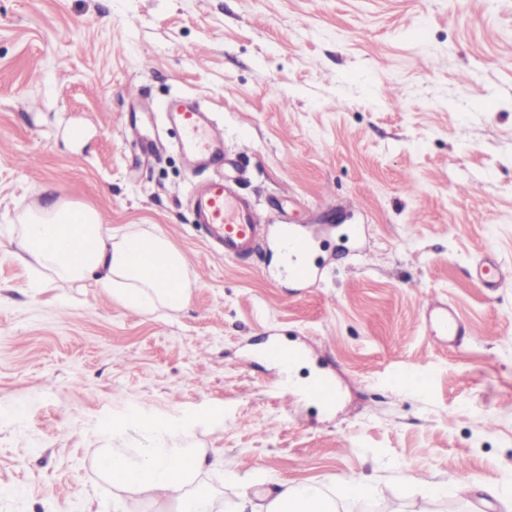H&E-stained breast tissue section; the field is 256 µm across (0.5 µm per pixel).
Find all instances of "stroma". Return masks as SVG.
<instances>
[{
  "mask_svg": "<svg viewBox=\"0 0 512 512\" xmlns=\"http://www.w3.org/2000/svg\"><path fill=\"white\" fill-rule=\"evenodd\" d=\"M135 91L212 111L260 215L320 231L319 284L277 276L269 245L210 249ZM58 200L166 237L188 306L38 282L3 228ZM487 257L512 272V0H0V512H112L98 451L153 444L111 432L132 408L192 423L223 498L356 475L374 493L354 512H505L456 490L512 486V280L482 288ZM429 296L476 337L430 336ZM273 341L301 351L298 380ZM404 371L427 388H393ZM317 375L334 408L303 394Z\"/></svg>",
  "mask_w": 512,
  "mask_h": 512,
  "instance_id": "stroma-1",
  "label": "stroma"
}]
</instances>
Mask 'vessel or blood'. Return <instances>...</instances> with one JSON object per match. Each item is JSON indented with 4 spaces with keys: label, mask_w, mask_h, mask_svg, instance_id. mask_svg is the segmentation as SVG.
<instances>
[{
    "label": "vessel or blood",
    "mask_w": 512,
    "mask_h": 512,
    "mask_svg": "<svg viewBox=\"0 0 512 512\" xmlns=\"http://www.w3.org/2000/svg\"><path fill=\"white\" fill-rule=\"evenodd\" d=\"M161 109L179 134V150L189 169H211L210 177L194 183L190 203L197 223L205 225L216 251L228 259L257 251L270 227L259 223L251 202L241 196L224 177L221 168L226 154L224 136L201 104L185 95H175ZM277 243L288 252V275L300 282L310 281L314 272L304 257L312 247L309 238L288 232L279 225ZM475 278L482 287L494 290L505 282L502 266L495 260L480 262ZM424 323L430 335L452 345L473 335L471 324L462 321L447 303L430 297L424 303Z\"/></svg>",
    "instance_id": "obj_1"
}]
</instances>
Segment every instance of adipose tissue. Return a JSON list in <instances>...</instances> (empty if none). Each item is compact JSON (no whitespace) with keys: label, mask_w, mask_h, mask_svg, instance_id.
<instances>
[{"label":"adipose tissue","mask_w":512,"mask_h":512,"mask_svg":"<svg viewBox=\"0 0 512 512\" xmlns=\"http://www.w3.org/2000/svg\"><path fill=\"white\" fill-rule=\"evenodd\" d=\"M16 244L19 258L48 279L73 285L95 280L113 301L130 309L179 311L190 299L183 253L144 229L112 232L97 211L84 206L57 203L25 212ZM126 421L154 444L99 453L97 468L112 485V512H129L133 499L152 512H345L350 500L371 490L362 479L346 481L338 491L284 481L265 495L249 485L225 507L200 483L202 472L222 461L194 447L190 424L139 409L130 410Z\"/></svg>","instance_id":"adipose-tissue-1"}]
</instances>
